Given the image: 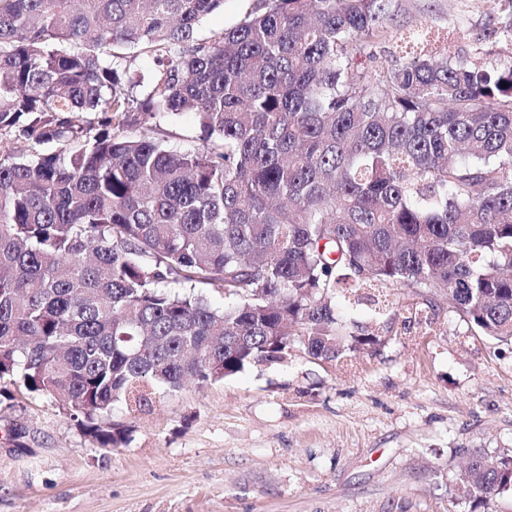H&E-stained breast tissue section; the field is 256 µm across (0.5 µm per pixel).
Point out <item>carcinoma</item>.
<instances>
[{
  "instance_id": "obj_1",
  "label": "carcinoma",
  "mask_w": 512,
  "mask_h": 512,
  "mask_svg": "<svg viewBox=\"0 0 512 512\" xmlns=\"http://www.w3.org/2000/svg\"><path fill=\"white\" fill-rule=\"evenodd\" d=\"M223 2L0 0V382L64 402L103 447L126 441L98 425L115 402L298 348L378 351L397 288L408 322L437 297L512 344V0L491 18L499 66L421 29L373 75L354 55L393 0H252L198 36ZM129 48L160 66L142 97ZM160 113L193 114L203 145L169 149ZM347 283L375 291L368 319ZM462 478L485 505L512 492V455L473 453ZM250 3L248 0H224L223 8L212 12L201 21L200 36H208L212 32L235 25L245 15Z\"/></svg>"
}]
</instances>
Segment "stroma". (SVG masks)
I'll list each match as a JSON object with an SVG mask.
<instances>
[{"label": "stroma", "mask_w": 512, "mask_h": 512, "mask_svg": "<svg viewBox=\"0 0 512 512\" xmlns=\"http://www.w3.org/2000/svg\"><path fill=\"white\" fill-rule=\"evenodd\" d=\"M359 67L392 64L400 33L499 65L490 0H396ZM103 424L99 447L65 405L36 394L0 403V512H469L460 462L512 451V344L468 331L439 304L375 353L343 365L262 364L184 384Z\"/></svg>", "instance_id": "obj_1"}]
</instances>
